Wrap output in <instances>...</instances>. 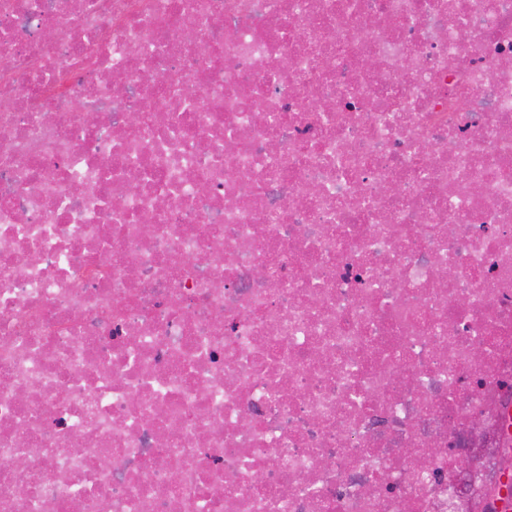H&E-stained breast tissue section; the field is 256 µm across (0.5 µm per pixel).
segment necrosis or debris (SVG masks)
I'll list each match as a JSON object with an SVG mask.
<instances>
[{"instance_id": "1", "label": "necrosis or debris", "mask_w": 512, "mask_h": 512, "mask_svg": "<svg viewBox=\"0 0 512 512\" xmlns=\"http://www.w3.org/2000/svg\"><path fill=\"white\" fill-rule=\"evenodd\" d=\"M478 422L512 0H0V512H462Z\"/></svg>"}]
</instances>
